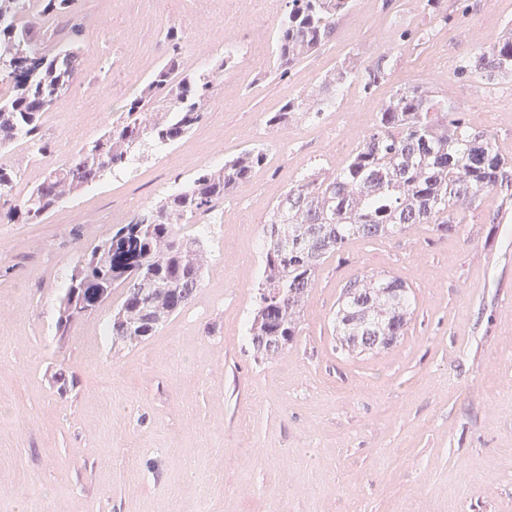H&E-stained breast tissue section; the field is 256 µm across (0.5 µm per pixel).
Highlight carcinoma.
<instances>
[{"mask_svg": "<svg viewBox=\"0 0 512 512\" xmlns=\"http://www.w3.org/2000/svg\"><path fill=\"white\" fill-rule=\"evenodd\" d=\"M277 23L276 62L285 77L308 54L328 43L351 0H287ZM84 16L79 0H0V223L38 224L63 203L124 169L138 154L181 142L207 114L224 73L227 55L192 67L181 54L183 35L167 30L172 52L121 107L104 134L49 171L27 194L14 189L22 165L4 154L22 140L49 150L43 117L82 73L79 44ZM384 53L364 73V87L379 86L390 67ZM458 71L488 81L512 76V26L463 56ZM357 73L343 66L318 89L289 101L267 124L319 115L336 90ZM264 158L252 147L205 166L181 186L119 225L89 255L80 257L58 298V332L103 306L114 291L106 336L112 343L137 344L155 335L170 317L190 305L201 287L208 251L197 236L183 232L191 220L219 219L224 194L245 181ZM495 189L512 191V163L494 135L470 127L454 103H442L419 87L400 88L385 102L374 128L338 169L300 178L277 200L265 222L263 272L257 305L247 324L255 355L267 358L300 336L299 312L315 286L324 257L353 239L403 233L412 224H432L442 235L459 232V210ZM416 305L409 285L387 274H363L344 284L336 306V347L381 352L408 330Z\"/></svg>", "mask_w": 512, "mask_h": 512, "instance_id": "cac0c4a2", "label": "carcinoma"}]
</instances>
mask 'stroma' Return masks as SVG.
<instances>
[{
	"mask_svg": "<svg viewBox=\"0 0 512 512\" xmlns=\"http://www.w3.org/2000/svg\"><path fill=\"white\" fill-rule=\"evenodd\" d=\"M216 25L187 22L192 0H82L83 73L44 118L49 153L24 168L25 194L97 139L170 53L204 65L225 54L233 95L166 153L83 191L38 224L0 223V512H512V200L491 192L443 236L350 241L324 259L296 342L271 358L245 337L262 271L263 222L303 175L338 168L396 89L423 86L491 131L512 160V79L458 74V60L512 25V0H353L334 38L277 76L286 0H210ZM240 32L225 40L224 28ZM354 79L320 116L268 117L339 66ZM361 113L357 128L339 115ZM266 159L224 197L233 224L202 238L209 267L194 302L132 347L104 337L116 300L56 332L57 299L76 259L128 213L202 166L243 149ZM127 212H114V204ZM501 210L499 226L488 215ZM100 222L83 223L85 212ZM364 273L405 280L416 310L390 350L337 351L342 286ZM70 385L59 392L54 376ZM390 62V53H384L378 57L363 75L364 87L366 89L377 87L385 80Z\"/></svg>",
	"mask_w": 512,
	"mask_h": 512,
	"instance_id": "obj_1",
	"label": "stroma"
}]
</instances>
